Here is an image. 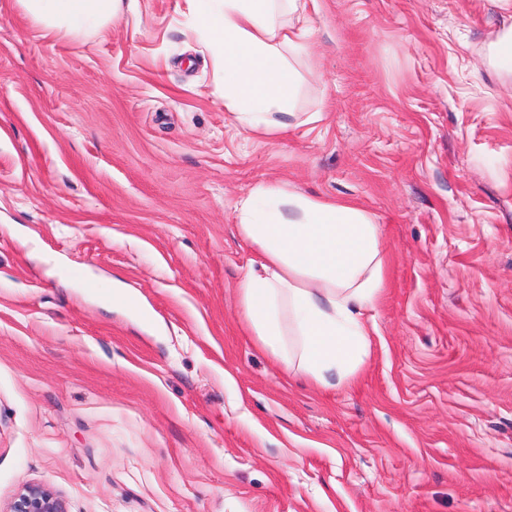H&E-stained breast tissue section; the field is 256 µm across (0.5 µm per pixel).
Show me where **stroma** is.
<instances>
[{
  "mask_svg": "<svg viewBox=\"0 0 512 512\" xmlns=\"http://www.w3.org/2000/svg\"><path fill=\"white\" fill-rule=\"evenodd\" d=\"M510 31L500 0H318L298 120L253 137L185 0L101 37L0 8V512L29 483L68 512H512ZM259 183L381 226L345 386L246 324Z\"/></svg>",
  "mask_w": 512,
  "mask_h": 512,
  "instance_id": "1",
  "label": "stroma"
}]
</instances>
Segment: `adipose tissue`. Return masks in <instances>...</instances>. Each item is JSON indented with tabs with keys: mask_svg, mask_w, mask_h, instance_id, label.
<instances>
[{
	"mask_svg": "<svg viewBox=\"0 0 512 512\" xmlns=\"http://www.w3.org/2000/svg\"><path fill=\"white\" fill-rule=\"evenodd\" d=\"M43 31H97L137 0H13ZM307 0H186L191 31L210 53L224 107L250 134L285 131L309 56ZM260 268L239 284L245 320L288 374L338 388L369 352L365 310L384 284L381 227L364 209L258 184L236 206Z\"/></svg>",
	"mask_w": 512,
	"mask_h": 512,
	"instance_id": "ef3b65f1",
	"label": "adipose tissue"
}]
</instances>
